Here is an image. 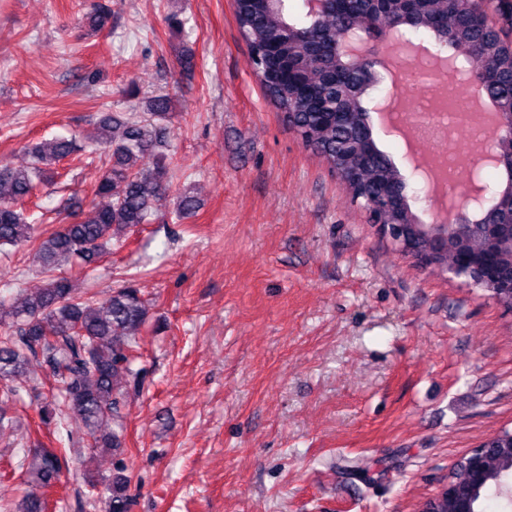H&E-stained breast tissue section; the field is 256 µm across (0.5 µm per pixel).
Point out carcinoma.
<instances>
[{
  "instance_id": "1",
  "label": "carcinoma",
  "mask_w": 512,
  "mask_h": 512,
  "mask_svg": "<svg viewBox=\"0 0 512 512\" xmlns=\"http://www.w3.org/2000/svg\"><path fill=\"white\" fill-rule=\"evenodd\" d=\"M234 19L246 42L256 81L288 128L328 165L361 206H375L384 224H405L416 245L436 253L435 266L455 267L467 281L489 291L475 267L497 261L482 250L485 224H509L512 210L493 199L464 236L448 250L418 227L419 217L396 201L403 178L391 157L376 144L365 100L374 84L336 54V40L353 30L408 27L461 51L472 66L473 80L503 112H512V11L503 0H327L322 12L293 13L267 0H233ZM112 17L108 0L92 5L91 29ZM168 98L148 101L144 115H101L98 133L81 139L58 136L29 148L32 162L15 167L0 161V247H26L33 266L47 275L34 292L10 289L0 295V380L24 373L31 360L49 370L58 397L43 406L41 423L56 427L71 415L82 421L92 453L112 452L108 475L90 476L87 491L76 490L80 512L102 505V512H130L128 494L126 406L130 392L143 382L139 331L150 303L133 285L112 291L102 302L75 292L66 267L92 264L107 253L112 238L149 223L169 192L167 159L172 112ZM105 149L104 169L94 179V195L104 204L60 229L42 236L37 218L24 202L62 177L57 165L82 161ZM156 159L153 167L140 161ZM199 208L187 193L177 197L175 214L188 218ZM486 463L480 483L472 482L467 460L449 473L448 493L435 498L434 512H455L456 497L468 499L471 512H484L493 497H512V431L505 429L482 444ZM68 463L66 452L37 443L22 449L17 468L30 491L17 512H47V495L57 488Z\"/></svg>"
}]
</instances>
